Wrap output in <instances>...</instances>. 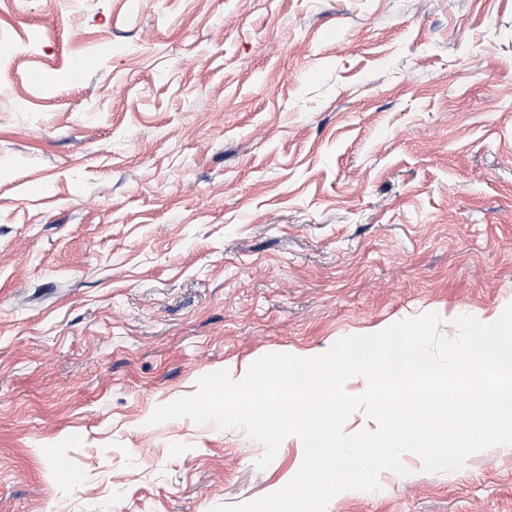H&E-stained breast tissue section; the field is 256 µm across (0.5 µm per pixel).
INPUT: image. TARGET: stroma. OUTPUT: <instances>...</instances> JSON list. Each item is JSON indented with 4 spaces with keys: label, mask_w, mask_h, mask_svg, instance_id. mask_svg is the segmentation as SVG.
<instances>
[{
    "label": "stroma",
    "mask_w": 512,
    "mask_h": 512,
    "mask_svg": "<svg viewBox=\"0 0 512 512\" xmlns=\"http://www.w3.org/2000/svg\"><path fill=\"white\" fill-rule=\"evenodd\" d=\"M83 79L67 82L74 62ZM512 303V0H0V512H213L303 445L203 375ZM326 512H512V449Z\"/></svg>",
    "instance_id": "stroma-1"
}]
</instances>
